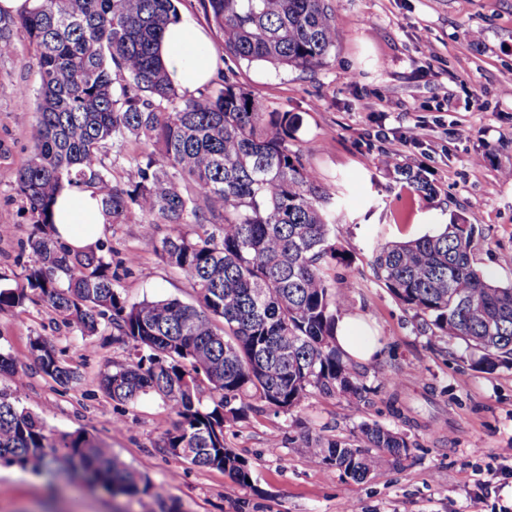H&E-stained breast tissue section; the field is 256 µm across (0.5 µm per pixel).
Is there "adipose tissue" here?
Here are the masks:
<instances>
[{"instance_id":"1","label":"adipose tissue","mask_w":512,"mask_h":512,"mask_svg":"<svg viewBox=\"0 0 512 512\" xmlns=\"http://www.w3.org/2000/svg\"><path fill=\"white\" fill-rule=\"evenodd\" d=\"M162 59L173 83L190 95L207 85L218 68V61L209 50L207 33L184 20L169 25ZM103 223L100 201L93 189L63 185L54 206L60 242L71 250L91 247L101 237ZM336 345L359 363L372 361L381 349L378 338L369 335L365 324L350 315L337 322Z\"/></svg>"}]
</instances>
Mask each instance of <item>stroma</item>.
<instances>
[{
    "label": "stroma",
    "mask_w": 512,
    "mask_h": 512,
    "mask_svg": "<svg viewBox=\"0 0 512 512\" xmlns=\"http://www.w3.org/2000/svg\"><path fill=\"white\" fill-rule=\"evenodd\" d=\"M336 43L311 71L247 64L224 51L199 0H178L180 14L206 28L227 82L248 92L263 112L296 114L288 142L302 154L335 202L331 240L350 260L330 276L348 281L347 312L365 322L382 349L364 365L375 392L359 404L312 394L296 427L268 409L224 429L226 443L249 460L254 484L166 455L157 443L173 425L159 396L118 403L102 390L104 371L125 363L127 347L99 334L81 337L40 301L0 311V348L27 374L24 404L61 432L86 429L115 458L147 477L161 496H112L66 479L51 486L30 470L0 465V512H467L471 497L488 512L512 504V366L477 368L464 343L435 335L379 282L373 255L382 244L437 232L464 217L481 235L477 266L492 281L512 284V0H333ZM13 58L0 61V275L22 282L31 261L30 215L15 174L30 158L35 92L30 46L15 38ZM423 169L438 194L426 199L382 163ZM107 257L137 263L122 274L129 301L195 293L163 263L137 224L109 238ZM63 349L81 379L63 388L40 372L28 352L34 336ZM388 374L392 383L380 381ZM416 417L413 448L402 465L384 461L356 483L309 464L302 432L348 437L361 422L395 425L391 394Z\"/></svg>",
    "instance_id": "stroma-1"
}]
</instances>
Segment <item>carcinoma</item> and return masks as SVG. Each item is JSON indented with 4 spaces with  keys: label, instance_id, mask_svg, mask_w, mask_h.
<instances>
[{
    "label": "carcinoma",
    "instance_id": "carcinoma-1",
    "mask_svg": "<svg viewBox=\"0 0 512 512\" xmlns=\"http://www.w3.org/2000/svg\"><path fill=\"white\" fill-rule=\"evenodd\" d=\"M224 51L249 63L306 71L336 42L330 0H201ZM175 0H35L17 17L0 13V60L15 37L34 48L40 74L32 155L16 186L33 225L24 280L0 287V311L37 297L82 336L111 330L129 362L102 373L112 400L159 396L173 427L161 448L189 464L253 479L228 447L224 427L248 417L251 401L293 414L313 392L362 400L372 388L336 347L347 306L332 262L349 263L330 242L332 198L302 155L288 147L297 117L268 115L230 84L181 95L158 57ZM128 138L145 146L128 181L112 167ZM414 191L436 193L421 169L394 165ZM99 196L104 231L139 224L161 260L196 291L195 302H130L106 260L104 242L73 253L54 238L53 205L64 183ZM196 224L203 234L189 237ZM478 228L456 216L435 234L380 247L378 281L434 332L463 341L489 370L512 363V286L476 267ZM40 371L67 388L79 373L44 336L30 339ZM0 461L49 476L68 473L114 496L159 494L120 465L86 430L57 431L22 403L26 375L0 351ZM308 461L365 480L380 461H406L408 433L363 423L353 437L303 434Z\"/></svg>",
    "mask_w": 512,
    "mask_h": 512
}]
</instances>
